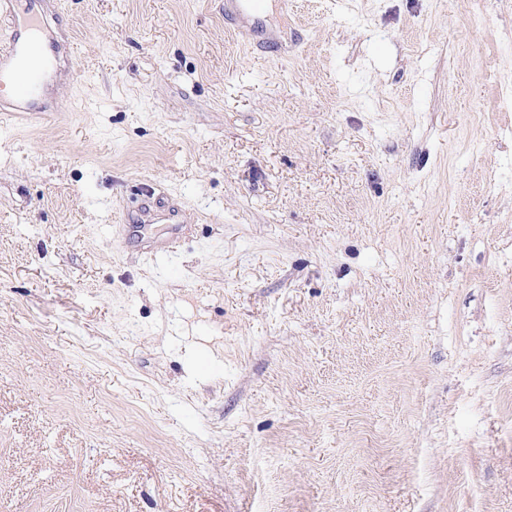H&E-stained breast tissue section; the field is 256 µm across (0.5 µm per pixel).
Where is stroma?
Returning <instances> with one entry per match:
<instances>
[{
  "instance_id": "35a3bbf8",
  "label": "stroma",
  "mask_w": 512,
  "mask_h": 512,
  "mask_svg": "<svg viewBox=\"0 0 512 512\" xmlns=\"http://www.w3.org/2000/svg\"><path fill=\"white\" fill-rule=\"evenodd\" d=\"M293 3L46 24L82 80L0 117V512H512V0Z\"/></svg>"
}]
</instances>
